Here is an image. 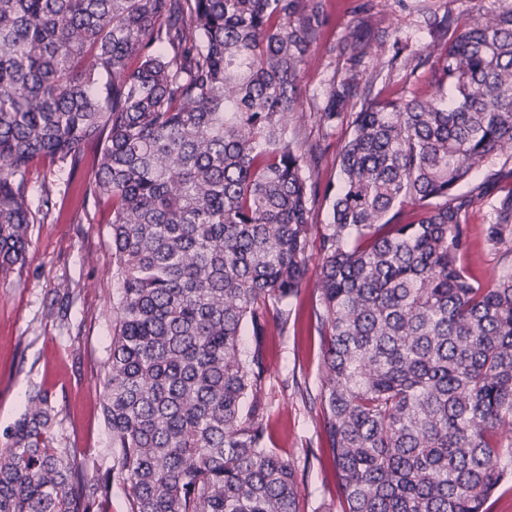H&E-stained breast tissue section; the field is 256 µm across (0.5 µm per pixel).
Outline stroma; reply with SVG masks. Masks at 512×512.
Listing matches in <instances>:
<instances>
[{"mask_svg": "<svg viewBox=\"0 0 512 512\" xmlns=\"http://www.w3.org/2000/svg\"><path fill=\"white\" fill-rule=\"evenodd\" d=\"M326 37L338 43L358 32L360 20L397 36L400 56L371 46L358 67L361 82H375L385 93L408 95L429 79L418 66L434 42L435 24L452 15L469 23L480 6L512 9V0H326ZM396 66H389V59ZM347 58L327 47L306 58L300 75L299 138L317 139L319 117L334 75L348 68ZM502 165L493 159L458 186L461 195L475 196L469 210L468 248L462 263L470 276L489 282L512 268V241L493 245L487 227L495 193L477 197ZM94 176L92 164L78 172L51 160L36 162L27 175L33 204L52 198L58 204L44 221L31 227V243L22 269L0 283V446L7 443L30 396L48 393L55 414L56 446L77 448L88 470L112 463L108 430L100 407V378L112 341V307L119 298L108 227L101 206L85 196ZM317 268H309L305 286L292 303L288 329H270L256 340L242 332V348H261L265 369L263 403L270 423L269 447L294 465L302 512H321L336 497V483L321 419L309 400L323 382L320 339L310 329V312L318 293Z\"/></svg>", "mask_w": 512, "mask_h": 512, "instance_id": "obj_1", "label": "stroma"}]
</instances>
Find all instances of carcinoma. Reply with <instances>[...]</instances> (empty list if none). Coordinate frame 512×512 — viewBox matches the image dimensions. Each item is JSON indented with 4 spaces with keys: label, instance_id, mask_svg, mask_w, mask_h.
Wrapping results in <instances>:
<instances>
[{
    "label": "carcinoma",
    "instance_id": "cac0c4a2",
    "mask_svg": "<svg viewBox=\"0 0 512 512\" xmlns=\"http://www.w3.org/2000/svg\"><path fill=\"white\" fill-rule=\"evenodd\" d=\"M327 26L326 0H0V281L37 221L29 168L90 150L120 284L100 379L112 466L88 482L37 395L0 448V512H108L115 481L128 512H300L240 340L288 326L314 234L336 512H488L512 480V272L482 285L461 266L473 198L454 194L512 159V10L447 15L407 97L360 84L386 45L371 23L331 46L353 68L321 118L351 121L323 186L327 144L288 125ZM496 188L501 240L512 168ZM503 162L504 158L492 159L486 165L477 169L468 181L459 185L455 190V194L475 196L477 194V187L484 183L488 184L492 179V174L499 170Z\"/></svg>",
    "mask_w": 512,
    "mask_h": 512
}]
</instances>
